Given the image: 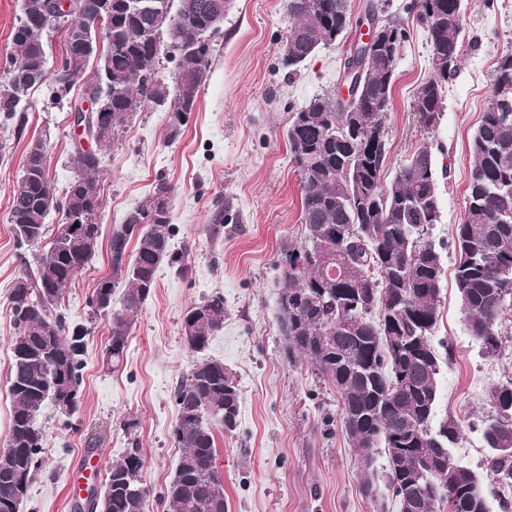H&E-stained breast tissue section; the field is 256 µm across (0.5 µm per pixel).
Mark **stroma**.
<instances>
[{
  "mask_svg": "<svg viewBox=\"0 0 512 512\" xmlns=\"http://www.w3.org/2000/svg\"><path fill=\"white\" fill-rule=\"evenodd\" d=\"M385 17L405 22L409 39L396 68L384 182L420 140L433 143L448 175L439 182L441 222L432 236L451 238L466 205L469 142L485 111L498 56L512 50V0H463L464 56L448 84L436 128L422 133L411 103L428 78L431 46L424 26L406 10L410 0H378ZM288 26L287 0H234L213 38L208 78L194 112L176 139L169 114L149 106L137 113L118 143L107 148L100 177V237L92 265L80 272L61 308L70 324L91 326L82 355L81 396L72 417L46 404L38 423L46 432L41 464L20 512H74L68 478L74 464L96 451L103 464L122 458L138 438L140 473L149 487L147 512H166L163 494L179 450L173 442V391L189 366L206 357L223 361L239 381L238 427L216 430L217 466L224 476L228 512H398L394 499L377 502L359 491L364 476L341 430L335 389L306 362L288 363L277 321V301L288 248L302 247L301 176L289 154L286 130L295 108L325 91L337 92L339 73L360 36L351 28L295 73L280 64ZM24 134L0 117V448L10 430L6 388L14 334L5 292L34 251L18 247L9 222L12 189L31 141H46V159L58 185L74 176L76 131L68 109L51 102L47 87L33 89ZM173 189L171 237L186 273L162 265L157 286L131 331L118 367L107 366L106 318H93L88 301L97 280L112 272V230L143 202L158 181ZM456 255L444 252L439 319L432 337L438 353H451L439 375V417H454L462 438L456 453L474 470L487 455L476 426L492 412L491 386L512 381V308L502 319V345L493 357L468 335L453 287ZM224 298V326L203 352L182 335L186 309L205 298Z\"/></svg>",
  "mask_w": 512,
  "mask_h": 512,
  "instance_id": "obj_1",
  "label": "stroma"
}]
</instances>
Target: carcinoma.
<instances>
[{
  "label": "carcinoma",
  "instance_id": "carcinoma-1",
  "mask_svg": "<svg viewBox=\"0 0 512 512\" xmlns=\"http://www.w3.org/2000/svg\"><path fill=\"white\" fill-rule=\"evenodd\" d=\"M170 13L137 10L131 0H78L57 20L55 0H20L11 65L0 81V114L22 111L28 91L53 83L56 96L82 111L83 97L97 96L116 118L98 148L76 144V175L58 187L46 164V146L30 143L13 188L9 219L17 244L36 247L48 233L53 210L63 222L76 216L82 235L34 254L8 289L15 333L11 338L10 432L0 457V512H19L33 480L46 434L37 416L45 403L73 414L83 380L81 360L87 326H71L58 308L77 274L92 264L102 207L99 174L102 150L115 141L128 119L145 105L166 107L171 136L181 117L195 110L206 81L212 45L199 41L220 30L216 4L232 0H168ZM109 11L103 38L96 16ZM407 10L425 24L432 75L412 102L425 132L440 122L448 80L463 54L461 0H411ZM288 55L281 65L293 73L314 53L336 43L349 27V0H287ZM381 25L393 36L389 49L366 51L356 44L350 60L367 65L365 85L352 100L318 94L296 109L286 138L302 179L304 246L288 250L279 293V329L288 363L306 359L331 382L341 400L345 434L360 450L369 473L374 449L387 458L386 489L395 500L411 495L415 512H492L485 487L491 480L512 488V382L488 390L491 407L509 408L479 425L488 448L483 473L456 460L458 422L437 419L440 357L432 337L439 317L444 243L432 238L440 223L439 177L432 144L423 141L383 182L389 144L383 117L389 111L397 60L409 31L399 19ZM64 32L71 70L51 72L43 35ZM176 62L172 83L158 69L162 55ZM80 98L69 97L76 81ZM493 105L482 114L470 143L472 169L466 208L451 245L457 261L454 287L465 328L483 354L501 345L498 326L512 306V52L497 58L490 85ZM171 201L151 194L112 230V273L100 278L90 299L93 314L108 318L106 361L123 358L136 318L167 263L184 273L171 250ZM135 251L128 252L131 240ZM119 301H114L115 293ZM224 297L187 308L183 337L199 352L224 326ZM178 421L173 430L181 456L166 487L168 512H226L224 479L217 467L213 426L224 434L238 424L237 375L215 359L194 362L174 390ZM144 466L138 441L105 472L102 501L90 494L77 512H145L150 489L140 480Z\"/></svg>",
  "mask_w": 512,
  "mask_h": 512
}]
</instances>
